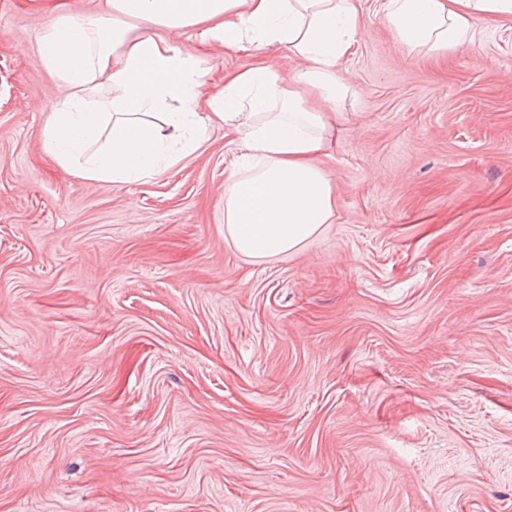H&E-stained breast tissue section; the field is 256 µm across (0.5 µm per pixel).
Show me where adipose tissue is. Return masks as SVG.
Instances as JSON below:
<instances>
[{"mask_svg": "<svg viewBox=\"0 0 512 512\" xmlns=\"http://www.w3.org/2000/svg\"><path fill=\"white\" fill-rule=\"evenodd\" d=\"M382 18L408 53L443 55L473 43L480 23L512 18V0H382ZM199 30L225 50L253 51L246 69L196 112L203 72L173 35ZM362 36L355 0H104L101 11L57 14L37 42L61 90L41 131L44 150L86 181L157 174L224 124L250 177L229 174L224 224L236 250L261 259L291 252L331 223L336 200L317 164L334 141L328 111L337 74ZM277 45L306 61L292 75L259 52Z\"/></svg>", "mask_w": 512, "mask_h": 512, "instance_id": "obj_1", "label": "adipose tissue"}]
</instances>
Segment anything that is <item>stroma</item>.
Instances as JSON below:
<instances>
[{
    "label": "stroma",
    "mask_w": 512,
    "mask_h": 512,
    "mask_svg": "<svg viewBox=\"0 0 512 512\" xmlns=\"http://www.w3.org/2000/svg\"><path fill=\"white\" fill-rule=\"evenodd\" d=\"M58 2L0 0V512H512V20L429 58L357 0L336 217L251 259L223 124L130 183L45 154ZM185 44L205 100L251 61Z\"/></svg>",
    "instance_id": "1"
}]
</instances>
